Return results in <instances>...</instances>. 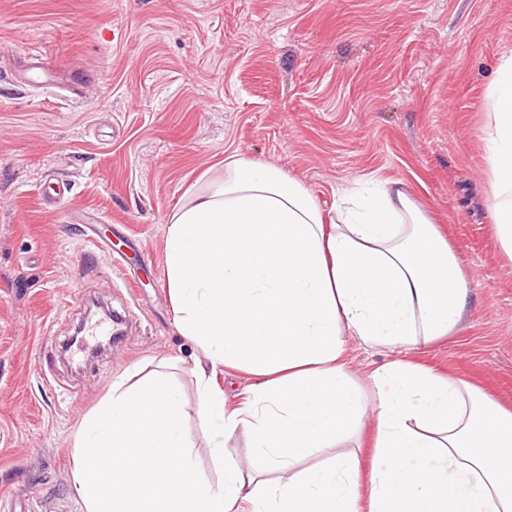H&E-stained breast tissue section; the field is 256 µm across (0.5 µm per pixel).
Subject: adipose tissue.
I'll list each match as a JSON object with an SVG mask.
<instances>
[{
    "mask_svg": "<svg viewBox=\"0 0 512 512\" xmlns=\"http://www.w3.org/2000/svg\"><path fill=\"white\" fill-rule=\"evenodd\" d=\"M486 145L495 236L512 260V57L491 84ZM181 335L204 352L193 376L217 485L192 458L181 393L164 373L119 376L80 425L72 485L84 512H512V411L469 382L406 360L353 380L346 339L409 351L460 325L468 287L455 249L400 180L339 188L336 220L280 168L236 155L166 229ZM251 382L228 403L213 378ZM372 416V463L337 455ZM240 434L260 457L224 453Z\"/></svg>",
    "mask_w": 512,
    "mask_h": 512,
    "instance_id": "adipose-tissue-1",
    "label": "adipose tissue"
}]
</instances>
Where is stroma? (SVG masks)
<instances>
[{
	"instance_id": "1",
	"label": "stroma",
	"mask_w": 512,
	"mask_h": 512,
	"mask_svg": "<svg viewBox=\"0 0 512 512\" xmlns=\"http://www.w3.org/2000/svg\"><path fill=\"white\" fill-rule=\"evenodd\" d=\"M33 47L75 70L84 98L25 79ZM509 56L512 0H0V512H82V420L113 379L164 360L201 474L219 482L165 238L231 155L300 180L328 222L339 186L406 181L469 297L459 329L403 356L511 407L512 263L486 165L489 88ZM95 303L132 321L107 349L70 342ZM347 349L363 387L401 356Z\"/></svg>"
}]
</instances>
